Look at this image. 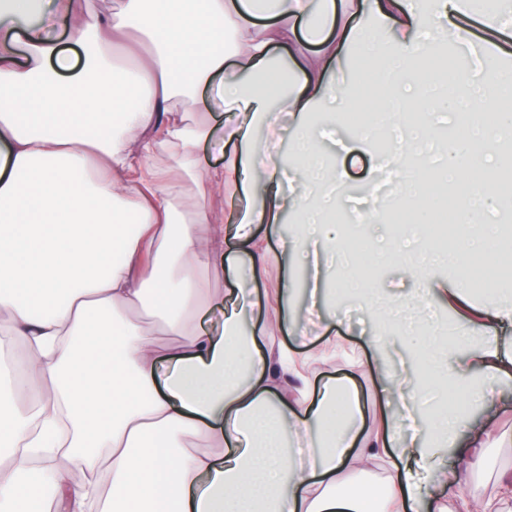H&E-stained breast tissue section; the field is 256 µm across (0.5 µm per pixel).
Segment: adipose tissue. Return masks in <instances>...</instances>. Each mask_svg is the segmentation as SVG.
<instances>
[{
	"instance_id": "1",
	"label": "adipose tissue",
	"mask_w": 512,
	"mask_h": 512,
	"mask_svg": "<svg viewBox=\"0 0 512 512\" xmlns=\"http://www.w3.org/2000/svg\"><path fill=\"white\" fill-rule=\"evenodd\" d=\"M70 20L72 60L52 32ZM442 40L472 48L461 99L436 93ZM283 48L294 62L273 56ZM402 70L409 84H351L350 50ZM230 112L222 133L195 112L200 92ZM355 112L389 113L395 149L388 177L398 207L383 223L407 226L385 246L418 285L400 309L436 299L458 315V356L444 327L421 325L430 355L424 382L376 367L379 411L399 400L402 416L360 433L359 396L347 385L313 389L307 355L261 350L244 314L279 329L292 288L253 300L241 279L233 300L209 271L226 260L224 226L204 203L217 191L242 205L236 237L253 270L269 250L254 227L299 212L289 243L301 260L347 243L320 188H344L312 116L329 101ZM512 5L475 0H0V512H448V454L459 441L472 466L488 443L512 445L490 395L512 378V306L495 295L512 286V250L496 219L512 212L502 180L512 157ZM437 112L464 115L468 132L424 157ZM493 113L494 126L484 116ZM287 115L298 178L284 188L279 150L257 129ZM236 150L225 155L226 143ZM225 155L205 169L198 150ZM466 213L445 250L419 232L416 213L442 185ZM457 270L436 278L431 265ZM477 296L490 305H474ZM223 318L198 325L207 310ZM160 320H149L151 310ZM23 350L31 402L19 406L5 360ZM479 373L457 391L427 433L406 432L428 387ZM482 407V418L469 414ZM386 481L375 499L349 490L372 466Z\"/></svg>"
}]
</instances>
